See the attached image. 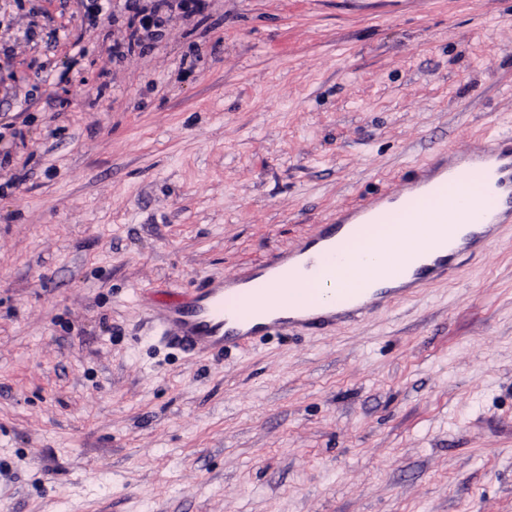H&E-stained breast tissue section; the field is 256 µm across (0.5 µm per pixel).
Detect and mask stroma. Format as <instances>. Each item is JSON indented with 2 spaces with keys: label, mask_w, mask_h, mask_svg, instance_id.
<instances>
[{
  "label": "stroma",
  "mask_w": 512,
  "mask_h": 512,
  "mask_svg": "<svg viewBox=\"0 0 512 512\" xmlns=\"http://www.w3.org/2000/svg\"><path fill=\"white\" fill-rule=\"evenodd\" d=\"M208 3L119 59L126 18L0 0V512H512V221L324 333L152 321L512 135V0Z\"/></svg>",
  "instance_id": "obj_1"
}]
</instances>
